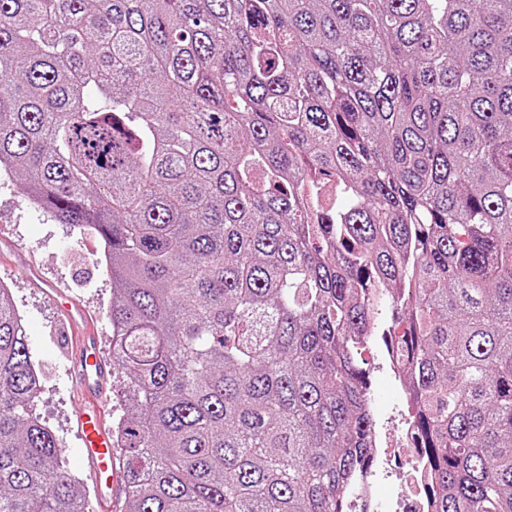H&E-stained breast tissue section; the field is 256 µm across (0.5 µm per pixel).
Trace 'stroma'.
Wrapping results in <instances>:
<instances>
[{"instance_id":"stroma-1","label":"stroma","mask_w":512,"mask_h":512,"mask_svg":"<svg viewBox=\"0 0 512 512\" xmlns=\"http://www.w3.org/2000/svg\"><path fill=\"white\" fill-rule=\"evenodd\" d=\"M99 242L98 233L57 223L46 212L30 207L20 178H0V283L9 288L13 305L25 317L29 352L43 375L36 413L59 438L65 470L87 491L92 483L78 455L74 386L65 351L68 330L48 291L60 289L84 306L103 350L111 351L107 310L113 288L106 269L93 258ZM362 357L378 414L394 418L398 414L395 391L381 367L377 346L367 344Z\"/></svg>"}]
</instances>
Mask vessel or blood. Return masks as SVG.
<instances>
[{
  "instance_id": "1",
  "label": "vessel or blood",
  "mask_w": 512,
  "mask_h": 512,
  "mask_svg": "<svg viewBox=\"0 0 512 512\" xmlns=\"http://www.w3.org/2000/svg\"><path fill=\"white\" fill-rule=\"evenodd\" d=\"M61 312L76 334L69 357L74 364V383L79 393L76 406L77 430L83 442V458L90 467L97 503L107 512H120L121 475L115 464L116 450L112 431L105 423L104 405L110 388V360L98 347L94 332L81 331L86 319L75 302L60 306Z\"/></svg>"
}]
</instances>
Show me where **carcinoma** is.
I'll list each match as a JSON object with an SVG mask.
<instances>
[{"instance_id": "1", "label": "carcinoma", "mask_w": 512, "mask_h": 512, "mask_svg": "<svg viewBox=\"0 0 512 512\" xmlns=\"http://www.w3.org/2000/svg\"><path fill=\"white\" fill-rule=\"evenodd\" d=\"M0 166L97 227L124 512H347L405 360L433 512H512V0H0ZM0 286V512H86ZM362 357L366 363V367L370 375L371 399L374 407L383 420L390 418L394 420V416L398 415V406L395 398V390L385 376V372L381 367V359L378 347L369 342L362 351Z\"/></svg>"}]
</instances>
